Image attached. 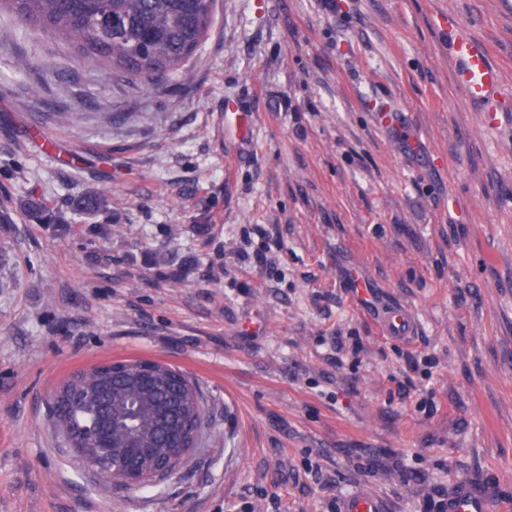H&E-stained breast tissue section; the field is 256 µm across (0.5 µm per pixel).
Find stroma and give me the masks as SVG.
<instances>
[{"mask_svg":"<svg viewBox=\"0 0 512 512\" xmlns=\"http://www.w3.org/2000/svg\"><path fill=\"white\" fill-rule=\"evenodd\" d=\"M452 20L503 73L498 125ZM88 184L109 238L0 224V512H438L463 479L512 512V0H217L161 86L99 84L0 14V208ZM128 359L195 383L209 439L103 495L49 391ZM342 512H386L382 502L374 495L355 493L347 497Z\"/></svg>","mask_w":512,"mask_h":512,"instance_id":"35a3bbf8","label":"stroma"}]
</instances>
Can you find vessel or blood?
Returning a JSON list of instances; mask_svg holds the SVG:
<instances>
[{
  "label": "vessel or blood",
  "mask_w": 512,
  "mask_h": 512,
  "mask_svg": "<svg viewBox=\"0 0 512 512\" xmlns=\"http://www.w3.org/2000/svg\"><path fill=\"white\" fill-rule=\"evenodd\" d=\"M449 53L457 64V82L468 99L479 104L501 95V70L470 36L459 31L451 34ZM490 500L486 490L465 480L449 492L444 508L446 512H488ZM342 512H385V509L377 497L358 492L344 500Z\"/></svg>",
  "instance_id": "obj_1"
}]
</instances>
